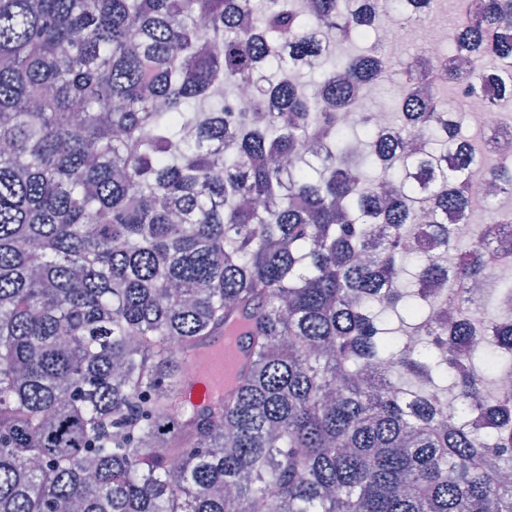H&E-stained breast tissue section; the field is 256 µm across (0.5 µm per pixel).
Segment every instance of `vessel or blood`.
Masks as SVG:
<instances>
[{"label":"vessel or blood","mask_w":512,"mask_h":512,"mask_svg":"<svg viewBox=\"0 0 512 512\" xmlns=\"http://www.w3.org/2000/svg\"><path fill=\"white\" fill-rule=\"evenodd\" d=\"M193 376L184 386L189 402L198 406L222 398L231 378L250 362L247 337L217 335L200 343L191 354Z\"/></svg>","instance_id":"obj_1"}]
</instances>
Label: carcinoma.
Returning <instances> with one entry per match:
<instances>
[{"instance_id": "cac0c4a2", "label": "carcinoma", "mask_w": 512, "mask_h": 512, "mask_svg": "<svg viewBox=\"0 0 512 512\" xmlns=\"http://www.w3.org/2000/svg\"><path fill=\"white\" fill-rule=\"evenodd\" d=\"M509 21L401 61L385 136L341 123L391 77L336 53L361 0H0V512H512V210L471 191L512 167L440 96L512 101ZM240 319L190 408L171 343ZM191 357V367L196 373L185 384L184 392L189 402L198 406L222 398L238 373L247 367L249 340L246 336H233L229 340L224 333H219L200 343Z\"/></svg>"}]
</instances>
